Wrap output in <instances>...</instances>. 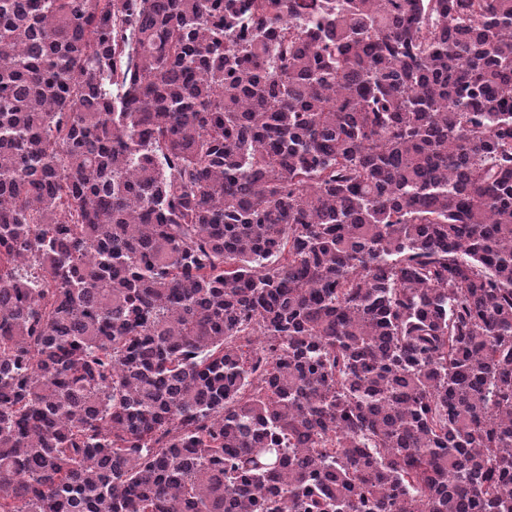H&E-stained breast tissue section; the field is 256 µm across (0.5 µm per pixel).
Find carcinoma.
<instances>
[{
	"mask_svg": "<svg viewBox=\"0 0 512 512\" xmlns=\"http://www.w3.org/2000/svg\"><path fill=\"white\" fill-rule=\"evenodd\" d=\"M512 512V0H0V512Z\"/></svg>",
	"mask_w": 512,
	"mask_h": 512,
	"instance_id": "carcinoma-1",
	"label": "carcinoma"
}]
</instances>
